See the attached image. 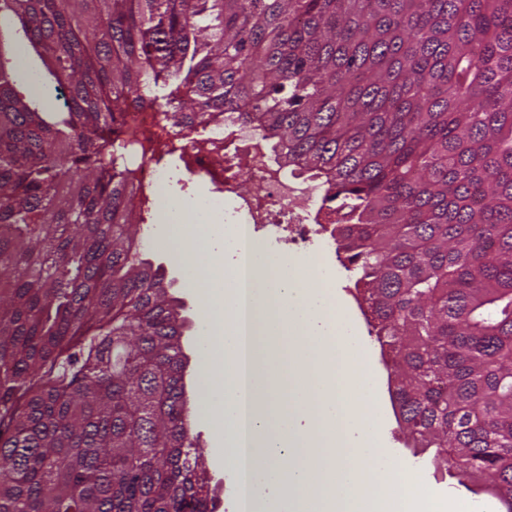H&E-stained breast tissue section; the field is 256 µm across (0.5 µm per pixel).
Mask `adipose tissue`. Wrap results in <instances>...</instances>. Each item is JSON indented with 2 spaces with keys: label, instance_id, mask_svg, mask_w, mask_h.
Instances as JSON below:
<instances>
[{
  "label": "adipose tissue",
  "instance_id": "1",
  "mask_svg": "<svg viewBox=\"0 0 512 512\" xmlns=\"http://www.w3.org/2000/svg\"><path fill=\"white\" fill-rule=\"evenodd\" d=\"M155 246L202 303L201 411L218 464L247 473L245 512H465L433 498L385 455L377 382L330 280L258 241L238 265L239 231L220 210L162 196ZM380 460L365 498L353 459Z\"/></svg>",
  "mask_w": 512,
  "mask_h": 512
}]
</instances>
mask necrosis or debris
<instances>
[{
    "label": "necrosis or debris",
    "mask_w": 512,
    "mask_h": 512,
    "mask_svg": "<svg viewBox=\"0 0 512 512\" xmlns=\"http://www.w3.org/2000/svg\"><path fill=\"white\" fill-rule=\"evenodd\" d=\"M165 103L154 99L150 106L126 115V129L141 143L146 157L136 168V179L149 201H156L164 173L148 159L155 145L168 140L185 148V169L203 174L234 200L224 212V221L240 226L247 237L266 232L276 242L285 241L301 250L312 249L330 231L321 211V190L304 176L283 177L272 160L271 146L238 113L228 112L224 123L204 131L191 129L177 117L163 122ZM248 175L250 190H239L241 175Z\"/></svg>",
    "instance_id": "1"
}]
</instances>
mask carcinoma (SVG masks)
<instances>
[{
    "instance_id": "1",
    "label": "carcinoma",
    "mask_w": 512,
    "mask_h": 512,
    "mask_svg": "<svg viewBox=\"0 0 512 512\" xmlns=\"http://www.w3.org/2000/svg\"><path fill=\"white\" fill-rule=\"evenodd\" d=\"M0 512H211L186 321L132 227L152 78L324 189L417 447L512 512V0H0ZM1 32L2 39H8L14 47L18 43H23L25 45L30 76L40 87V92L36 96L29 92L28 86L30 84L28 80L18 72L14 59L13 65L16 72L13 74V80L16 91L34 101L39 109H43L45 112H57L63 102L59 91L56 90L57 83L47 73L41 57L34 53L30 47H27L28 43L18 21L14 20L8 22L5 27H1ZM33 73L37 78H40L39 82L36 81Z\"/></svg>"
}]
</instances>
